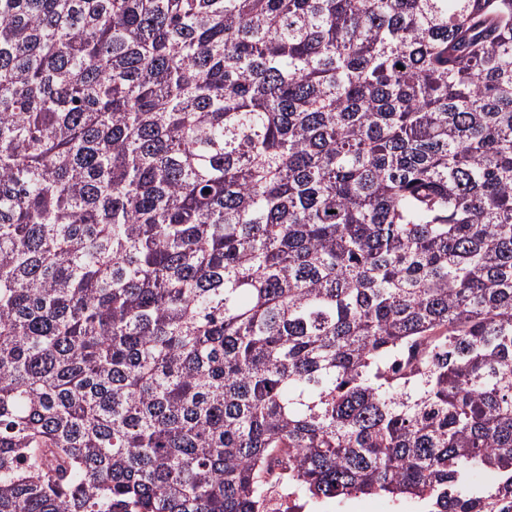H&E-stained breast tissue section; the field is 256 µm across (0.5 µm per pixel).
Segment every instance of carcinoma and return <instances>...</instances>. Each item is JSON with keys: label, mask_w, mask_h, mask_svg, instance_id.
I'll return each mask as SVG.
<instances>
[{"label": "carcinoma", "mask_w": 512, "mask_h": 512, "mask_svg": "<svg viewBox=\"0 0 512 512\" xmlns=\"http://www.w3.org/2000/svg\"><path fill=\"white\" fill-rule=\"evenodd\" d=\"M285 449L512 512V0H0V512Z\"/></svg>", "instance_id": "obj_1"}]
</instances>
